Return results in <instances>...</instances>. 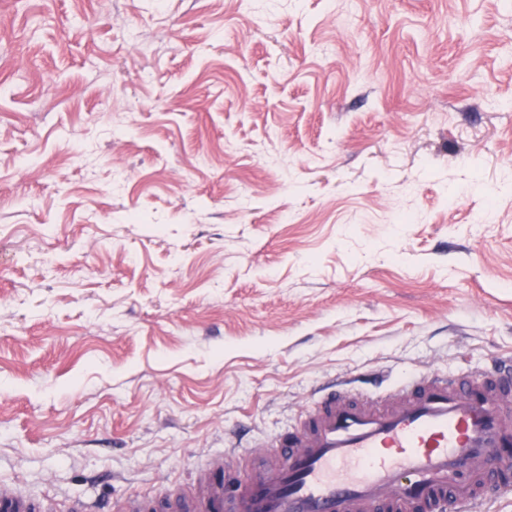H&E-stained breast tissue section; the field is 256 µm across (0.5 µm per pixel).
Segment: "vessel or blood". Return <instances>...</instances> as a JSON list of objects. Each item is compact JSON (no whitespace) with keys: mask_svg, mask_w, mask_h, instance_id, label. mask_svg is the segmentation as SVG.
Here are the masks:
<instances>
[{"mask_svg":"<svg viewBox=\"0 0 512 512\" xmlns=\"http://www.w3.org/2000/svg\"><path fill=\"white\" fill-rule=\"evenodd\" d=\"M512 371L414 377L378 396L329 388L261 468L213 456L186 490L122 512H485L512 494ZM0 512H51L0 486Z\"/></svg>","mask_w":512,"mask_h":512,"instance_id":"vessel-or-blood-1","label":"vessel or blood"}]
</instances>
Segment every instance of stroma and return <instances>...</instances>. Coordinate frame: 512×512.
Here are the masks:
<instances>
[{"label":"stroma","instance_id":"35a3bbf8","mask_svg":"<svg viewBox=\"0 0 512 512\" xmlns=\"http://www.w3.org/2000/svg\"><path fill=\"white\" fill-rule=\"evenodd\" d=\"M510 356L502 0H0V484L163 495Z\"/></svg>","mask_w":512,"mask_h":512}]
</instances>
